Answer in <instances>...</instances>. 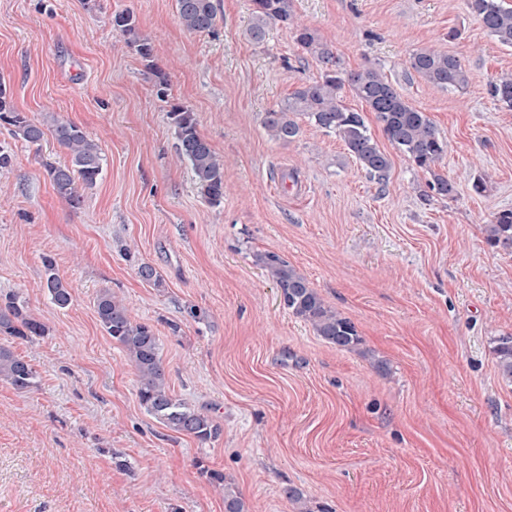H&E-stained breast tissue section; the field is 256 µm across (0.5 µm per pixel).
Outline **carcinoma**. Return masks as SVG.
Here are the masks:
<instances>
[{"mask_svg":"<svg viewBox=\"0 0 512 512\" xmlns=\"http://www.w3.org/2000/svg\"><path fill=\"white\" fill-rule=\"evenodd\" d=\"M254 11L248 34L257 41L265 39L271 26L282 23L291 28L302 50L319 64V75L298 88L278 109L266 113L264 128L277 141L290 142L300 133L299 117L333 132L345 144L348 153L372 177L383 180L390 167L387 154L372 137L365 116L345 107L341 100L344 85L362 100L382 124L388 141L421 169L430 173L431 190L442 197L454 192L448 178L433 170L444 153V141L427 113L411 105L400 92L378 72L365 70L343 75L334 52L306 27L294 24L288 0H253ZM471 13L505 45L512 47V5L505 0H467ZM179 21L189 31L210 32L215 26L213 0H176ZM112 28L119 32L127 47L142 59L152 57L150 39L139 33L136 19L128 10L112 14ZM409 67L424 81L440 88H462L469 75L461 60L450 54L421 50L411 54ZM492 97L504 108L512 110V75L497 78L491 84ZM177 139L179 157L192 168L201 197L210 205L224 200V161L220 160L198 130L194 112L174 106L169 112ZM0 125L12 136L37 145L44 138V124L31 119L14 105L12 93L0 82ZM49 130L54 139L69 150V163H45L57 194L77 208L81 195L77 183L94 186L102 172L101 149L86 133L69 121H53ZM487 241L493 245L512 247V210L496 214L486 225ZM255 262L268 272L276 283L280 302L293 316L310 323L317 336L340 348L352 349L361 344L355 324L325 303L310 286L307 278L275 252L254 254ZM46 272L45 288L51 302L59 309L73 301L71 287L55 272L51 258H43ZM100 325L121 346L134 368L138 397L146 411L170 430L193 436L206 443L218 435L210 416L188 407L176 399L167 386L160 339L154 329L133 320L127 306L114 299L108 289L100 291L95 301ZM48 328L33 318L25 302L12 293L0 296V380L18 391L35 384L36 371L7 344L11 339L31 340L47 334ZM494 352L504 380L512 383V335L499 336ZM213 480L224 483V512H247L246 504L233 483L218 472L210 473Z\"/></svg>","mask_w":512,"mask_h":512,"instance_id":"carcinoma-1","label":"carcinoma"}]
</instances>
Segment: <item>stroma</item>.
I'll use <instances>...</instances> for the list:
<instances>
[{
  "mask_svg": "<svg viewBox=\"0 0 512 512\" xmlns=\"http://www.w3.org/2000/svg\"><path fill=\"white\" fill-rule=\"evenodd\" d=\"M214 3L213 32L194 33L175 0H0V82L16 108L74 122L103 156L75 208L44 169L65 149L0 127L13 155L0 172V293L48 328L12 342L35 386L0 381V512H224L214 471L248 512H512V384L494 352L512 334V248L485 233L512 210V111L490 94L512 47L467 0H289L344 74L378 70L427 113L446 144L435 172L454 186L441 198L351 91L344 104L390 159L385 186L323 129L271 139L265 113L319 66L286 26L253 42V0ZM125 9L150 60L112 28ZM419 50L457 56L468 84L420 79ZM175 104L224 160L221 205L178 156ZM257 251L283 256L361 344L329 345L288 313ZM47 257L72 288L68 308L44 286ZM143 262L157 282L139 278ZM105 288L156 330L171 392L213 419L215 440L141 405L97 320Z\"/></svg>",
  "mask_w": 512,
  "mask_h": 512,
  "instance_id": "obj_1",
  "label": "stroma"
}]
</instances>
